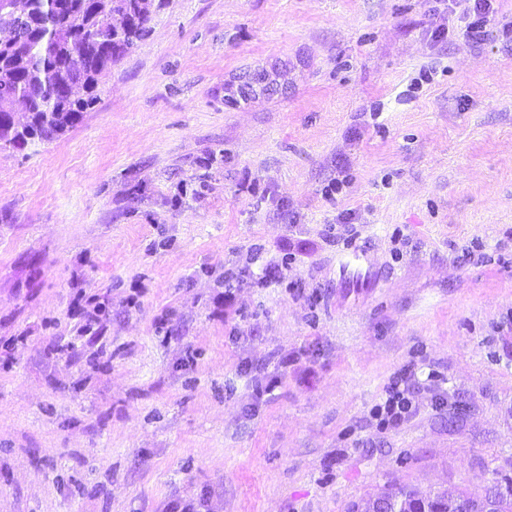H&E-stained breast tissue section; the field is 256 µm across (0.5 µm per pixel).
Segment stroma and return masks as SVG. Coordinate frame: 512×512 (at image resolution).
Returning <instances> with one entry per match:
<instances>
[{"instance_id": "35a3bbf8", "label": "stroma", "mask_w": 512, "mask_h": 512, "mask_svg": "<svg viewBox=\"0 0 512 512\" xmlns=\"http://www.w3.org/2000/svg\"><path fill=\"white\" fill-rule=\"evenodd\" d=\"M434 5L169 0L93 110L0 153V512L512 476V0L478 42ZM415 383L405 378L392 381L386 390V399L374 409V416L382 427L399 422L414 412Z\"/></svg>"}]
</instances>
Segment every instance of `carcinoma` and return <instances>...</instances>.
Returning a JSON list of instances; mask_svg holds the SVG:
<instances>
[{"label":"carcinoma","instance_id":"obj_1","mask_svg":"<svg viewBox=\"0 0 512 512\" xmlns=\"http://www.w3.org/2000/svg\"><path fill=\"white\" fill-rule=\"evenodd\" d=\"M153 0H0V152L50 142L98 102L112 66L132 53L150 31ZM25 104L16 120L13 104ZM506 492L485 485L470 493L439 490L420 496L393 485L353 505L372 512L382 498L391 512H512V477Z\"/></svg>","mask_w":512,"mask_h":512}]
</instances>
